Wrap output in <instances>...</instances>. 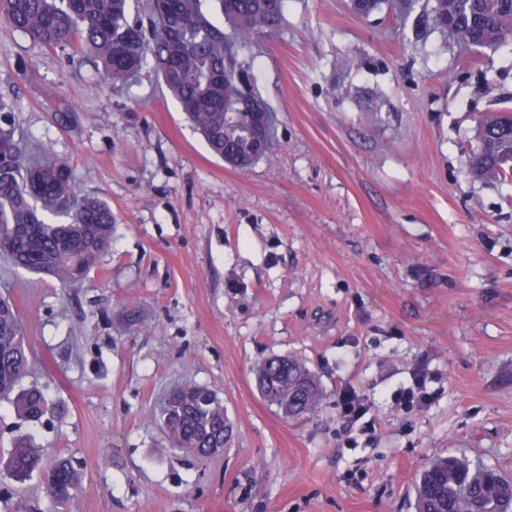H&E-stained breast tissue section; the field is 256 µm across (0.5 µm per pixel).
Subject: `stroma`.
Returning <instances> with one entry per match:
<instances>
[{
    "mask_svg": "<svg viewBox=\"0 0 512 512\" xmlns=\"http://www.w3.org/2000/svg\"><path fill=\"white\" fill-rule=\"evenodd\" d=\"M240 61L279 118L245 170L210 153L151 69L100 86L0 26L19 135L115 216L83 285L0 261L30 352L20 385L48 401L38 421L0 406V452L24 435L83 472L67 507L39 476L0 474V512H415L435 458L512 475V182L469 168L480 120L512 109V43L465 55L384 7L286 0ZM274 355L317 373L315 410L286 418L261 397ZM418 366L432 403L394 406ZM184 381L223 400V454L168 449L156 411ZM347 386L375 432L340 417Z\"/></svg>",
    "mask_w": 512,
    "mask_h": 512,
    "instance_id": "1",
    "label": "stroma"
}]
</instances>
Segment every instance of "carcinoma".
<instances>
[{
	"mask_svg": "<svg viewBox=\"0 0 512 512\" xmlns=\"http://www.w3.org/2000/svg\"><path fill=\"white\" fill-rule=\"evenodd\" d=\"M207 0H0V25L61 52L72 66H90L105 79L138 76L146 64L174 96L181 111L224 162L247 169L261 159L260 139L273 143L274 115L254 130L251 86L244 84L240 54L278 31L285 0H217L228 30L205 15ZM424 22L479 53L512 41V0H431ZM478 149L470 171L485 180L512 178V112L489 115L476 130ZM63 217L51 222L47 215ZM115 217L98 196L75 190L62 158L34 162L16 134L11 108L0 101V257L12 266L46 275L69 287L82 282L112 246ZM258 383L263 398L287 418L314 409L322 390L308 362L298 356L267 359ZM30 368L22 325L13 305L0 298V402L26 419L46 412L44 394L22 389ZM160 423L168 446L200 459L229 447L233 426L224 403L204 386L185 382L166 395ZM0 466L17 482L41 474L49 497L66 506L76 497L82 472L67 457L48 462L20 437ZM417 512H512V478L497 469L448 456L433 462L416 490Z\"/></svg>",
	"mask_w": 512,
	"mask_h": 512,
	"instance_id": "1",
	"label": "carcinoma"
}]
</instances>
